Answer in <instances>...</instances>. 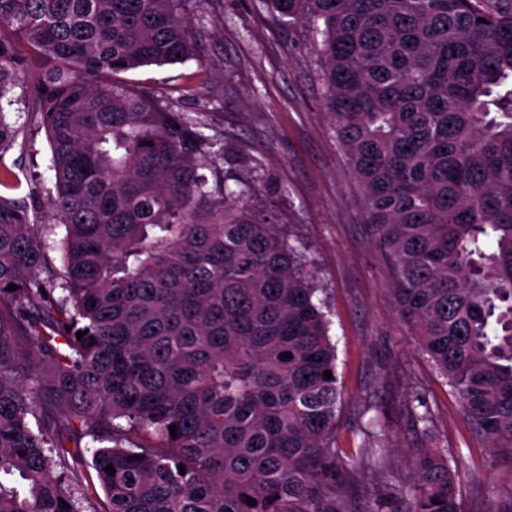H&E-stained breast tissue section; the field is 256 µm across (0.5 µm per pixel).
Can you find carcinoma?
I'll return each mask as SVG.
<instances>
[{
  "label": "carcinoma",
  "mask_w": 512,
  "mask_h": 512,
  "mask_svg": "<svg viewBox=\"0 0 512 512\" xmlns=\"http://www.w3.org/2000/svg\"><path fill=\"white\" fill-rule=\"evenodd\" d=\"M263 2L322 36L400 316L473 436L512 453V0ZM200 4L0 0V101L31 77L55 189L53 225L0 194V512H98L87 464L108 512H356L360 480L366 512H464L463 457L416 450L403 481L375 418L336 445L318 273L261 206V161L120 78L194 56ZM22 134L0 106V158Z\"/></svg>",
  "instance_id": "cac0c4a2"
}]
</instances>
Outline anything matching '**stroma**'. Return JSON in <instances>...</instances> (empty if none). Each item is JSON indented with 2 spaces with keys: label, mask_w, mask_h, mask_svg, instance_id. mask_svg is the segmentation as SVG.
<instances>
[{
  "label": "stroma",
  "mask_w": 512,
  "mask_h": 512,
  "mask_svg": "<svg viewBox=\"0 0 512 512\" xmlns=\"http://www.w3.org/2000/svg\"><path fill=\"white\" fill-rule=\"evenodd\" d=\"M189 22L197 35L194 57L125 78L187 112L211 103L215 130L234 135L228 150L261 159L263 200L303 240L324 289L341 393L337 445L359 444L364 407L376 404L397 448L391 462L399 474L408 472L406 451L436 438L467 463L456 478L466 512H512V455L473 437L455 394L399 316L393 271L372 243L356 181L324 110L316 33L279 23L261 0H206ZM0 161L19 179L11 197L26 200L37 223H51L46 200L54 178L45 133ZM415 392L425 398L428 424L404 411Z\"/></svg>",
  "instance_id": "obj_1"
}]
</instances>
